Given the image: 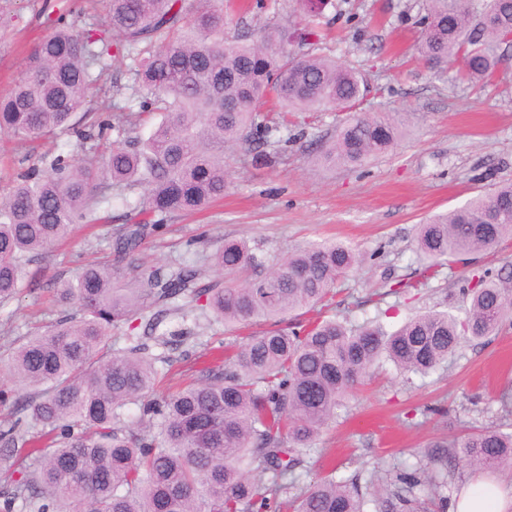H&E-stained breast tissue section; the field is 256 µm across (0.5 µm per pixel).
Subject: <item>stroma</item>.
I'll return each instance as SVG.
<instances>
[{
    "label": "stroma",
    "instance_id": "35a3bbf8",
    "mask_svg": "<svg viewBox=\"0 0 512 512\" xmlns=\"http://www.w3.org/2000/svg\"><path fill=\"white\" fill-rule=\"evenodd\" d=\"M46 1L58 12L78 11L81 29L98 26L104 15L103 0H0V97L11 91L27 51L50 30L41 13ZM425 6L426 0H333L325 11L328 37L312 47L365 74L371 92L360 111L406 113L396 150L356 170L323 166L317 158L343 115L301 114L305 136L281 144L274 162H253L244 144L228 152L230 183L223 199L196 215H173L123 263L126 279L141 264L171 270L184 263L200 272L202 282L220 279L210 256L228 238L247 240L271 261L311 240L339 239L366 256L337 285L339 318L353 325L377 320L393 331L420 312L461 308L460 290L474 271H512V239L506 238L472 262L422 276L413 243L417 224L492 184L512 181V47H501L502 64L488 82L463 80L455 68L435 74L415 51ZM224 18V36L231 40L268 25L299 33L306 26L300 0H266L265 9L248 14L228 6ZM95 148L70 132L0 139V193L19 170L40 165L43 155L62 152L83 163ZM125 213L116 201L105 223L76 225L31 265L29 291L0 307V389L14 386L7 370L12 348L47 332L62 316L53 301L58 283L85 264L110 262ZM391 276L407 282L408 291L387 293L383 282ZM227 337L221 324L199 318L173 352L179 369L189 373L208 365ZM506 392L512 394V325L463 344L425 377H406L384 364L353 388L323 429L296 471V485L328 475L356 479L365 490L390 483L397 472L426 464L433 443L460 437L472 426L512 425V413L501 403Z\"/></svg>",
    "mask_w": 512,
    "mask_h": 512
}]
</instances>
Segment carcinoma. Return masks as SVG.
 Listing matches in <instances>:
<instances>
[{
    "label": "carcinoma",
    "mask_w": 512,
    "mask_h": 512,
    "mask_svg": "<svg viewBox=\"0 0 512 512\" xmlns=\"http://www.w3.org/2000/svg\"><path fill=\"white\" fill-rule=\"evenodd\" d=\"M311 28L331 0H303ZM417 51L442 74L462 63L480 82L499 68L498 50L512 39V0H428L419 19ZM292 37L266 28L251 43L224 42V9L215 0H107L100 29H77L58 16L51 34L29 50L21 77L0 98V135L35 138L74 130L83 139L109 127L116 139L93 164L58 154L48 167L22 173L0 197V306L23 290L28 266L76 224L104 222L112 186L129 193L127 221L114 251L134 254L151 228L178 213L224 198L229 171L224 149L268 140L273 126L258 108L268 99L284 109L348 115L323 149L328 166L357 168L392 151L402 135L398 113H355L370 93L362 72L334 58L289 49ZM126 53L136 76L138 109L109 125L89 107L111 66ZM159 112L147 139L127 137L133 112ZM512 238V182L418 225V256L430 272L467 261ZM214 266L231 283L198 285V270L123 273L88 264L56 289L76 310L44 335L30 336L9 359L12 379L33 390L14 400V418L0 424V461L30 460L10 473L0 512H282V496L312 443L370 369L390 362L403 375L436 371L471 339L512 322V273L485 271L461 289L463 314L429 310L394 332L374 320L350 326L337 318L300 320L335 304L336 285L363 261L352 245L307 242L238 285L232 280L262 260L243 241L226 240ZM182 317L210 316L234 329L254 321L274 328L221 345L224 361L197 371L187 384L155 395L171 360L135 345L112 348L119 323L145 322L151 336L169 307ZM138 420L127 422L129 406ZM434 462L451 470L481 467L512 473V433L476 429L436 444ZM442 487L439 471L417 468L396 484L364 496L357 482L332 476L309 483L293 512H429Z\"/></svg>",
    "instance_id": "1"
}]
</instances>
